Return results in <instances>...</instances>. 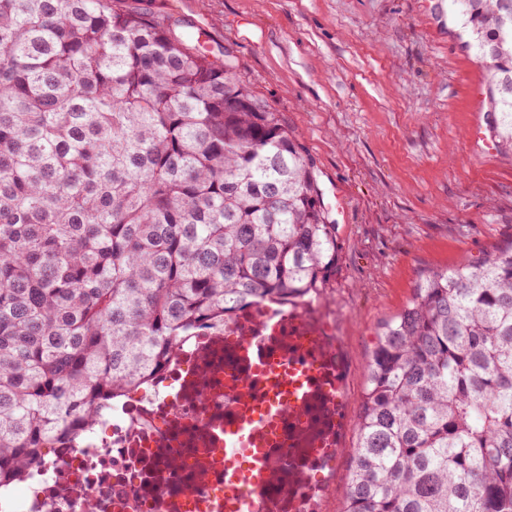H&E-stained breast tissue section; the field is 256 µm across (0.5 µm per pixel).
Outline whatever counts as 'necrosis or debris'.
Returning <instances> with one entry per match:
<instances>
[{
  "mask_svg": "<svg viewBox=\"0 0 512 512\" xmlns=\"http://www.w3.org/2000/svg\"><path fill=\"white\" fill-rule=\"evenodd\" d=\"M342 343L320 303L278 299L202 329L101 416L90 433L49 449L32 478L0 493V512H322L325 471L345 428ZM260 448L259 484H235L224 444L246 424Z\"/></svg>",
  "mask_w": 512,
  "mask_h": 512,
  "instance_id": "necrosis-or-debris-1",
  "label": "necrosis or debris"
}]
</instances>
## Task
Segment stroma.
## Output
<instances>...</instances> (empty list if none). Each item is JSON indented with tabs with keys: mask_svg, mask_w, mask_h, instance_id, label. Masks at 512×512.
Listing matches in <instances>:
<instances>
[{
	"mask_svg": "<svg viewBox=\"0 0 512 512\" xmlns=\"http://www.w3.org/2000/svg\"><path fill=\"white\" fill-rule=\"evenodd\" d=\"M184 21L295 136L314 168L336 269L321 305L348 356L343 512L374 332L429 271L512 245V154L471 142L485 72L433 0H148Z\"/></svg>",
	"mask_w": 512,
	"mask_h": 512,
	"instance_id": "35a3bbf8",
	"label": "stroma"
}]
</instances>
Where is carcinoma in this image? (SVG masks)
Returning a JSON list of instances; mask_svg holds the SVG:
<instances>
[{
  "mask_svg": "<svg viewBox=\"0 0 512 512\" xmlns=\"http://www.w3.org/2000/svg\"><path fill=\"white\" fill-rule=\"evenodd\" d=\"M512 151V0H448ZM143 0H0V488L228 313L336 268L308 162ZM343 512H512V248L377 328Z\"/></svg>",
  "mask_w": 512,
  "mask_h": 512,
  "instance_id": "1",
  "label": "carcinoma"
}]
</instances>
